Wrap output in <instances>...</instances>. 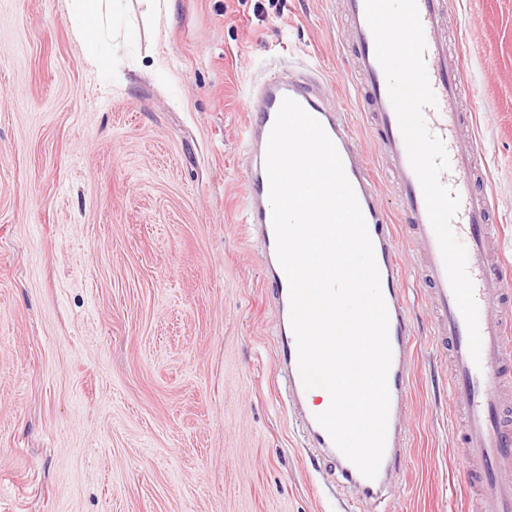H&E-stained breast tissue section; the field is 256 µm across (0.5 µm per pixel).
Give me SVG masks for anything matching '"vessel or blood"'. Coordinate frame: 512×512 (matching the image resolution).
Here are the masks:
<instances>
[{
	"label": "vessel or blood",
	"instance_id": "1",
	"mask_svg": "<svg viewBox=\"0 0 512 512\" xmlns=\"http://www.w3.org/2000/svg\"><path fill=\"white\" fill-rule=\"evenodd\" d=\"M417 5L426 41V71L437 101L436 106L425 108L424 117L429 132L447 150L449 168L441 180L460 199L452 229L467 251V268L479 311L482 346L481 356L476 360L470 354L467 326L447 277L421 185L408 158L384 71L376 58L365 0H343L351 23L350 40L357 72L365 81V110L377 132L379 160L397 188L400 214L422 257L421 277L432 295L436 313V343L447 349L452 358L450 397L466 419V429L459 439L465 475L481 491L485 512H512V404L501 394L503 379L512 375V280L503 276L495 258L493 217L497 200L485 181L484 152L475 138L461 135L467 121L462 104L472 88L461 60L448 56L447 0H417ZM244 95L259 100L258 108L247 114L242 137V153L247 161L244 218L265 256L264 288L281 319L280 357L288 371V400L298 409L303 432L311 446L318 448L332 462L343 482L357 491L358 502H377L384 499L390 479L399 469L407 440L402 413L412 330L400 288L402 268L397 252V229L382 206L380 188L370 174L360 143L344 115L327 104L315 65L302 64L300 72L285 79L274 73L267 75L249 86ZM286 98L293 99L315 117L334 143L374 246L389 318L392 357L388 372L390 405L386 446L378 473L372 479L362 475L318 423L319 410L308 404V391L299 372L297 342L290 322L289 284L277 258L265 168L268 138Z\"/></svg>",
	"mask_w": 512,
	"mask_h": 512
}]
</instances>
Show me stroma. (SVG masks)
I'll use <instances>...</instances> for the list:
<instances>
[{
    "instance_id": "1",
    "label": "stroma",
    "mask_w": 512,
    "mask_h": 512,
    "mask_svg": "<svg viewBox=\"0 0 512 512\" xmlns=\"http://www.w3.org/2000/svg\"><path fill=\"white\" fill-rule=\"evenodd\" d=\"M72 0H0V512H349L288 406L265 263L242 222L243 88L315 57L398 217L340 0H127L92 64ZM512 266V0H449ZM406 454L382 512L465 492L419 257Z\"/></svg>"
}]
</instances>
